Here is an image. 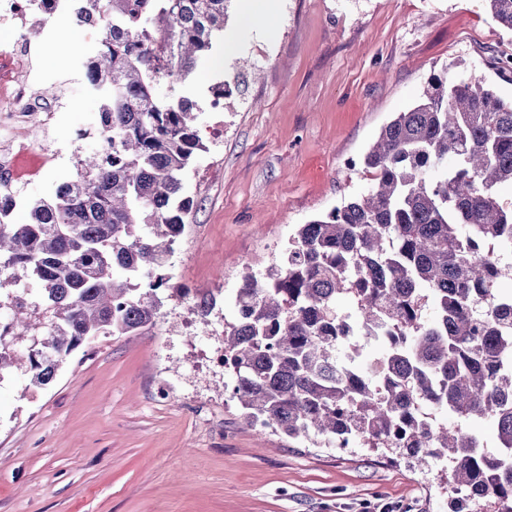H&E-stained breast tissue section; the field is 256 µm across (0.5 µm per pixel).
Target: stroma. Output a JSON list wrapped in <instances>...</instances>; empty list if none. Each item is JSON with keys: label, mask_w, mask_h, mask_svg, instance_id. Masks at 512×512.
Returning a JSON list of instances; mask_svg holds the SVG:
<instances>
[{"label": "stroma", "mask_w": 512, "mask_h": 512, "mask_svg": "<svg viewBox=\"0 0 512 512\" xmlns=\"http://www.w3.org/2000/svg\"><path fill=\"white\" fill-rule=\"evenodd\" d=\"M71 32L60 16L35 43L40 85L72 104L30 139L62 148L82 130L87 153L99 104L60 51ZM507 55L512 32L485 0H273L256 18L233 0L223 39L177 87L208 147L184 178L193 208L165 268L190 295L165 298L149 332L91 337L47 386L0 376V512H448L437 460L256 433L225 393L229 373L202 362L224 352L242 275L373 185L364 154L431 75L483 80L511 102ZM221 82L232 94L214 112ZM207 291L222 301L186 335L190 297Z\"/></svg>", "instance_id": "obj_1"}]
</instances>
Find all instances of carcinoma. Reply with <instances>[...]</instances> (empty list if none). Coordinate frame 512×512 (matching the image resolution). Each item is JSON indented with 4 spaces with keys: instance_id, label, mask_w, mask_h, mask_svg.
Returning a JSON list of instances; mask_svg holds the SVG:
<instances>
[{
    "instance_id": "obj_1",
    "label": "carcinoma",
    "mask_w": 512,
    "mask_h": 512,
    "mask_svg": "<svg viewBox=\"0 0 512 512\" xmlns=\"http://www.w3.org/2000/svg\"><path fill=\"white\" fill-rule=\"evenodd\" d=\"M112 38L88 60L112 120V162L84 157L85 175L30 201V222L0 213V272L29 284L11 293V337L0 372L28 336L30 384L46 386L100 333L152 329L165 267L193 200L183 178L204 144L197 103L163 97L224 31L233 0H88ZM512 31V0H487ZM453 163H448V158ZM374 186L301 224L280 262L242 276L224 325V370L246 422L290 438L354 440L419 465L446 463L451 512H512V102L480 80L434 77L382 128L363 159ZM37 287L39 303L29 302ZM356 308L348 342L336 299ZM353 374L337 351L358 359ZM429 409L428 416L419 411ZM455 416L450 429L440 414ZM490 420L492 448L466 423Z\"/></svg>"
}]
</instances>
